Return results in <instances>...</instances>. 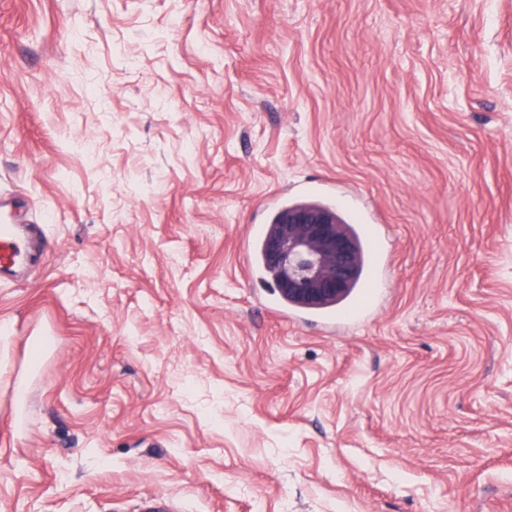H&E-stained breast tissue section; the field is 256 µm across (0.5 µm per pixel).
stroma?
<instances>
[{
	"instance_id": "stroma-1",
	"label": "stroma",
	"mask_w": 512,
	"mask_h": 512,
	"mask_svg": "<svg viewBox=\"0 0 512 512\" xmlns=\"http://www.w3.org/2000/svg\"><path fill=\"white\" fill-rule=\"evenodd\" d=\"M389 234L292 321L249 229ZM0 512H512V0H0ZM0 274L10 276L40 251L41 241L30 224H16L13 215L0 206ZM357 231L361 238L364 234L371 243V246L366 248L368 256V274L372 278H377L382 274L386 266L383 257L377 248V242L381 237L385 238V236L379 228L373 225H364L362 230L357 228Z\"/></svg>"
}]
</instances>
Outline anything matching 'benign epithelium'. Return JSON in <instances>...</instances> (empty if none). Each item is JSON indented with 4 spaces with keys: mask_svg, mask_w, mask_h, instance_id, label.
<instances>
[{
    "mask_svg": "<svg viewBox=\"0 0 512 512\" xmlns=\"http://www.w3.org/2000/svg\"><path fill=\"white\" fill-rule=\"evenodd\" d=\"M335 210L294 205L281 211L264 242L282 296L316 304L346 292L357 266L352 239L337 229Z\"/></svg>",
    "mask_w": 512,
    "mask_h": 512,
    "instance_id": "1",
    "label": "benign epithelium"
}]
</instances>
